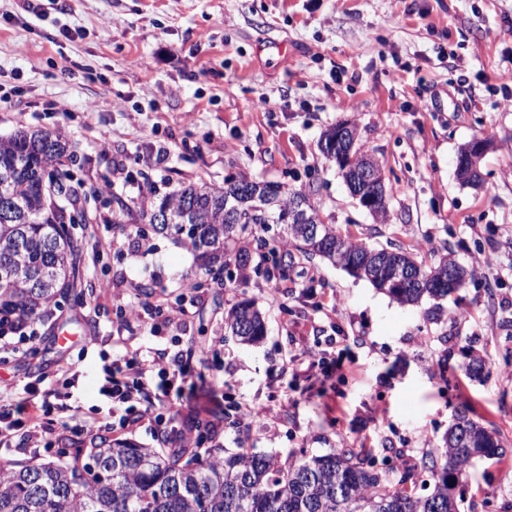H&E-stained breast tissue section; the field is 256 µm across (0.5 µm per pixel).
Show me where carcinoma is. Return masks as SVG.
Segmentation results:
<instances>
[{
  "instance_id": "1",
  "label": "carcinoma",
  "mask_w": 512,
  "mask_h": 512,
  "mask_svg": "<svg viewBox=\"0 0 512 512\" xmlns=\"http://www.w3.org/2000/svg\"><path fill=\"white\" fill-rule=\"evenodd\" d=\"M323 152L347 179L371 159L360 149L352 159H339L328 147ZM71 157V144L60 133L22 129L0 138V325L42 320L47 308L69 295L82 300L74 289L78 245L43 181L54 169L64 189V160ZM364 196L365 208L386 218L385 187L369 185ZM300 199L308 197L278 183L227 178L222 186L189 184L152 196L140 217L151 223L156 211L168 210L174 223L155 225V233L185 244L210 277L231 264L245 268L256 226L275 223ZM284 233L285 242L305 256L327 259L404 304L444 300L471 276L450 254L427 266L411 248H374L332 224H319L315 239L295 224H286ZM450 270L455 289L448 287ZM224 326L248 344L266 332L251 299L229 309ZM469 413L468 407L457 411L444 448L423 462L427 478L419 487L407 469L395 480L384 479L379 465L387 460L370 448L283 462L246 450L227 455L222 448H144L104 433L48 459L1 464L0 512H460L475 462L512 460L499 433Z\"/></svg>"
}]
</instances>
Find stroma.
Masks as SVG:
<instances>
[{"label": "stroma", "mask_w": 512, "mask_h": 512, "mask_svg": "<svg viewBox=\"0 0 512 512\" xmlns=\"http://www.w3.org/2000/svg\"><path fill=\"white\" fill-rule=\"evenodd\" d=\"M512 0H0V137L62 130L74 157L67 183L87 221L80 302H62L31 338L0 339V399L29 386H68L87 428L57 437L91 443L112 422L105 370L134 351L180 347L204 387L186 382L184 418L223 415L224 398L267 408L266 430L220 428L227 451L280 458L336 448H383L422 479L457 410L512 445ZM351 120L385 172L388 218L353 198L321 152V133ZM110 144L108 154L97 148ZM476 138L491 147L479 188L456 157ZM277 182L307 195L322 222L384 247L413 246L425 264L450 254L494 263L448 299L407 305L368 281L296 249L287 275L203 278L188 330L124 324L99 282L159 303L198 266L194 252L129 220L139 191L165 195L225 178ZM110 182L112 190L96 188ZM146 237L151 249L133 254ZM254 299L267 332L255 344L226 333L227 311ZM73 342L59 345L58 336ZM321 348L343 360L330 379L289 363ZM481 358V377L468 374ZM461 512L512 505V466L475 463Z\"/></svg>", "instance_id": "obj_1"}]
</instances>
